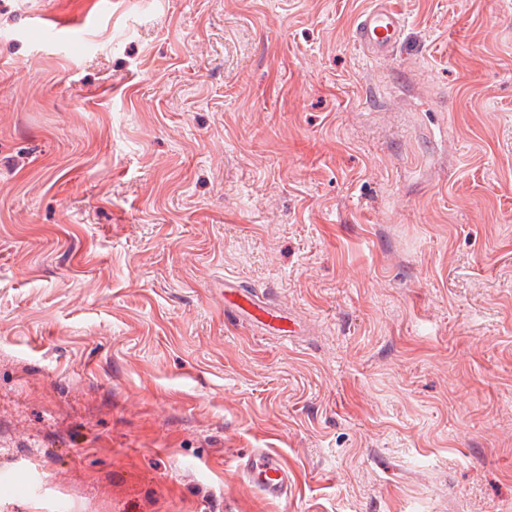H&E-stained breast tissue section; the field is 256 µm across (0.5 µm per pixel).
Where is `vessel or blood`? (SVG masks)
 <instances>
[{
	"label": "vessel or blood",
	"mask_w": 512,
	"mask_h": 512,
	"mask_svg": "<svg viewBox=\"0 0 512 512\" xmlns=\"http://www.w3.org/2000/svg\"><path fill=\"white\" fill-rule=\"evenodd\" d=\"M404 33V18L389 0H373L357 18L353 30L355 43L372 59L390 55ZM224 307L245 318L261 333L285 336L293 331L294 321L285 316L280 305L267 297L229 284L224 292ZM242 480L263 497L282 499L290 485L287 467L274 454L259 449L237 464Z\"/></svg>",
	"instance_id": "obj_1"
}]
</instances>
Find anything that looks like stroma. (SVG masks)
<instances>
[{
  "instance_id": "stroma-1",
  "label": "stroma",
  "mask_w": 512,
  "mask_h": 512,
  "mask_svg": "<svg viewBox=\"0 0 512 512\" xmlns=\"http://www.w3.org/2000/svg\"><path fill=\"white\" fill-rule=\"evenodd\" d=\"M369 2L0 0V512H512V0ZM404 33L402 14L388 0H375L357 18L355 43L371 59H383L400 43ZM228 310L245 318L263 334L275 331L278 336H291L294 332L293 319L284 315L280 305L236 283H229L224 289V311ZM237 470L245 484L265 498L288 497L290 486L288 468L274 454L257 449L237 463Z\"/></svg>"
}]
</instances>
